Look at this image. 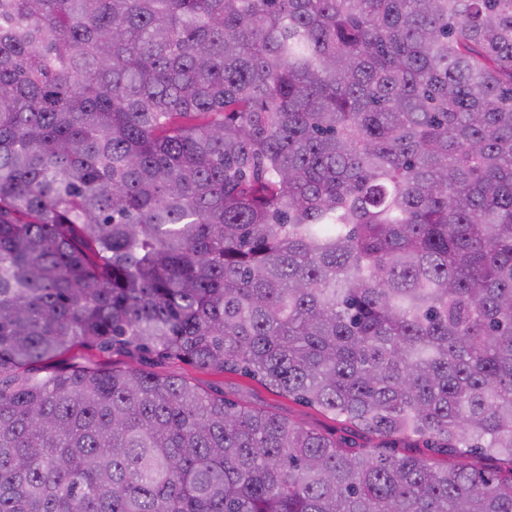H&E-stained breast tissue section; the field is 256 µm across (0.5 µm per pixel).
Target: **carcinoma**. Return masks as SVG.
Masks as SVG:
<instances>
[{
    "mask_svg": "<svg viewBox=\"0 0 512 512\" xmlns=\"http://www.w3.org/2000/svg\"><path fill=\"white\" fill-rule=\"evenodd\" d=\"M0 512H512V0H0ZM111 359L117 363L133 365L157 374L187 378L207 392L224 393V396L232 401L293 420L325 435L341 438L357 448L360 446L369 448L379 443L375 436L366 431L346 428L332 416L325 415L304 402L279 395L256 379L240 373L200 370L186 363L160 359L156 356L132 359L123 355H112Z\"/></svg>",
    "mask_w": 512,
    "mask_h": 512,
    "instance_id": "cac0c4a2",
    "label": "carcinoma"
}]
</instances>
